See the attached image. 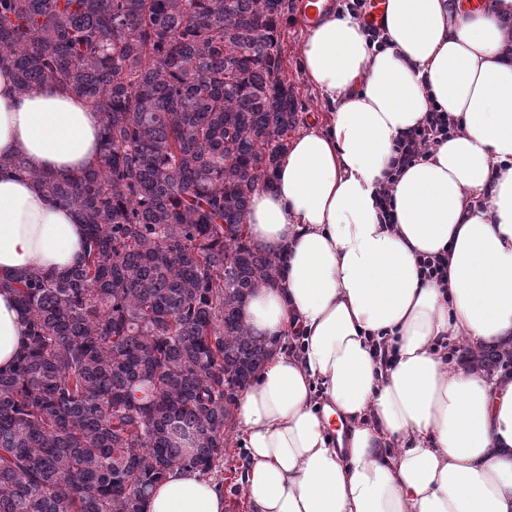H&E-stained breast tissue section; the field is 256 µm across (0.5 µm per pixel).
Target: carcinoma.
Masks as SVG:
<instances>
[{
  "instance_id": "cac0c4a2",
  "label": "carcinoma",
  "mask_w": 512,
  "mask_h": 512,
  "mask_svg": "<svg viewBox=\"0 0 512 512\" xmlns=\"http://www.w3.org/2000/svg\"><path fill=\"white\" fill-rule=\"evenodd\" d=\"M286 0H0V68L102 112L97 164L31 174L86 226L81 264L10 288L29 343L0 370V512H144L210 473L278 341L240 307L284 257L246 234L299 123ZM25 174L0 157V175ZM190 438L188 452L175 440Z\"/></svg>"
}]
</instances>
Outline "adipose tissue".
<instances>
[{
    "mask_svg": "<svg viewBox=\"0 0 512 512\" xmlns=\"http://www.w3.org/2000/svg\"><path fill=\"white\" fill-rule=\"evenodd\" d=\"M383 23L380 50L343 10L308 28L300 64L325 122L290 140L252 199L251 241L288 266L242 314L299 347L275 350L234 410L250 512H512V379L443 349L512 340V0H386ZM434 106L455 130L405 168L381 223L393 147ZM101 131L86 100L51 83L19 92L0 70V156L69 178L94 165ZM85 240L73 207L0 177L1 368L27 331L9 280L75 267ZM443 251L439 286L418 260ZM144 512H224V495L179 470Z\"/></svg>",
    "mask_w": 512,
    "mask_h": 512,
    "instance_id": "adipose-tissue-1",
    "label": "adipose tissue"
}]
</instances>
